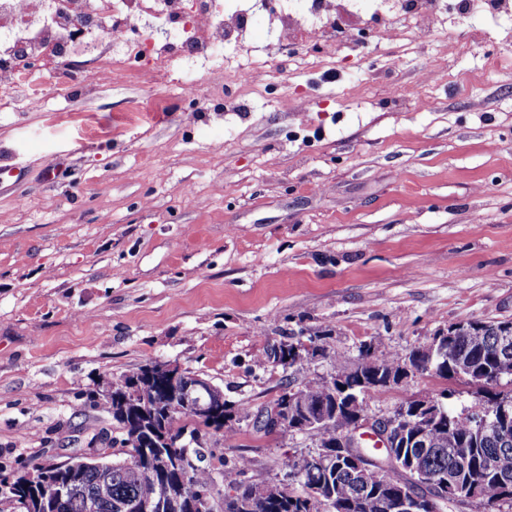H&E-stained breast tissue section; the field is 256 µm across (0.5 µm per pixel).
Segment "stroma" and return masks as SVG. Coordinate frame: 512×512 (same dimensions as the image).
I'll return each mask as SVG.
<instances>
[{
	"instance_id": "1",
	"label": "stroma",
	"mask_w": 512,
	"mask_h": 512,
	"mask_svg": "<svg viewBox=\"0 0 512 512\" xmlns=\"http://www.w3.org/2000/svg\"><path fill=\"white\" fill-rule=\"evenodd\" d=\"M326 62L266 56L255 88L206 87L187 118H113L176 78L64 79L0 111V475L111 450L110 382L174 363L232 406L332 372L361 348L407 354L465 320L512 319V19L441 14ZM507 63L485 66L490 52ZM429 110H418L416 98ZM324 356L290 370L274 344ZM466 379L412 374L366 397L462 411ZM215 457L280 480L305 435L239 424Z\"/></svg>"
}]
</instances>
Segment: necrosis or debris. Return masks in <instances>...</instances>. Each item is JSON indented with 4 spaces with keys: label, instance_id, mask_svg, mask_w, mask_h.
Returning <instances> with one entry per match:
<instances>
[{
    "label": "necrosis or debris",
    "instance_id": "necrosis-or-debris-1",
    "mask_svg": "<svg viewBox=\"0 0 512 512\" xmlns=\"http://www.w3.org/2000/svg\"><path fill=\"white\" fill-rule=\"evenodd\" d=\"M237 0H0V102L43 100L47 74L70 72L83 56L91 72L113 69L154 78L185 63L206 60L197 77L181 86L183 106L194 104L198 87L233 82L250 86L255 72L226 74L212 59L239 41L250 23ZM363 0H284L266 18L267 45L329 53L337 34L358 43L381 42L391 22L370 24Z\"/></svg>",
    "mask_w": 512,
    "mask_h": 512
}]
</instances>
